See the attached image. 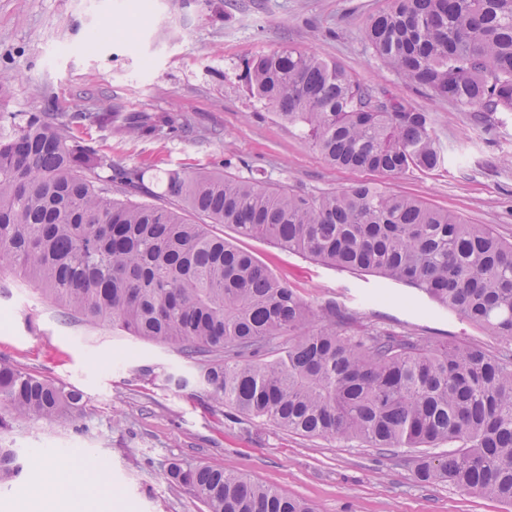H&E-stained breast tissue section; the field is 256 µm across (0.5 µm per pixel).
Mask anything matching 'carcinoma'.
<instances>
[{
    "instance_id": "cac0c4a2",
    "label": "carcinoma",
    "mask_w": 512,
    "mask_h": 512,
    "mask_svg": "<svg viewBox=\"0 0 512 512\" xmlns=\"http://www.w3.org/2000/svg\"><path fill=\"white\" fill-rule=\"evenodd\" d=\"M366 39L383 67L433 96L512 112V0H391L369 19ZM243 79L334 167L399 177L445 163L430 113L379 95L334 62L286 47L247 59ZM75 119L107 126L112 113H0L1 270L20 271L72 316L176 347L199 362L219 406L386 452L455 444L417 456L416 479L512 504L511 355L355 328L352 314L303 302L210 225L405 284L509 346L512 242L372 183L302 194L165 171V195L208 219L190 224L177 209L112 197L142 191L145 170L116 167L78 140ZM127 123L138 136L184 127L173 113ZM284 336L288 345L268 357ZM83 411L81 393L0 359V430ZM21 471L16 450L0 447V485ZM167 477L207 512H315L222 465L173 461Z\"/></svg>"
}]
</instances>
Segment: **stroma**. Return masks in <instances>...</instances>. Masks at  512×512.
Returning <instances> with one entry per match:
<instances>
[{
  "mask_svg": "<svg viewBox=\"0 0 512 512\" xmlns=\"http://www.w3.org/2000/svg\"><path fill=\"white\" fill-rule=\"evenodd\" d=\"M0 0V71L14 80L7 112H109L103 128L75 136L119 166L143 165L146 201L168 204L160 173L178 169L256 178L318 194L359 182L489 224L512 241V114L481 119L405 83L374 57L369 18L390 0ZM332 61L377 92L430 112L448 149L445 166L402 177L327 165L299 128L281 121L241 78L252 55L283 47ZM134 112H177L178 135L133 137L116 126ZM226 240L251 252L314 307L352 313L356 326L416 332L432 345L464 340L496 354L487 330L415 289L374 274L342 271L259 239ZM0 359L83 394L86 413L23 422L0 432L24 466L0 488V512L29 494L41 462L90 475L106 464L112 493L81 512H206L165 476L171 461L224 464L251 480L309 500L316 512H512V505L415 478L413 450L398 455L358 443L309 439L220 408L197 384L194 360L174 346L129 336L109 322L66 316L34 283L0 275ZM187 379L184 388L174 378Z\"/></svg>",
  "mask_w": 512,
  "mask_h": 512,
  "instance_id": "stroma-1",
  "label": "stroma"
}]
</instances>
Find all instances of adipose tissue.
I'll return each mask as SVG.
<instances>
[{
  "mask_svg": "<svg viewBox=\"0 0 512 512\" xmlns=\"http://www.w3.org/2000/svg\"><path fill=\"white\" fill-rule=\"evenodd\" d=\"M35 483L40 489L39 496L19 504V512H57L71 499L106 488L101 479L86 478L53 461L43 463Z\"/></svg>",
  "mask_w": 512,
  "mask_h": 512,
  "instance_id": "1",
  "label": "adipose tissue"
}]
</instances>
